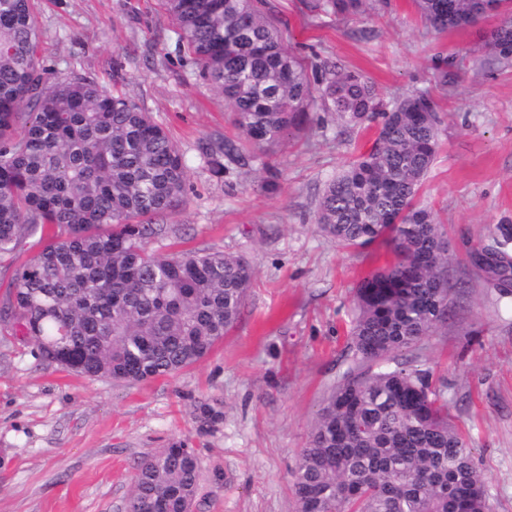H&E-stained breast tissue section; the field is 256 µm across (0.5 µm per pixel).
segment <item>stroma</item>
Here are the masks:
<instances>
[{"instance_id": "obj_1", "label": "stroma", "mask_w": 512, "mask_h": 512, "mask_svg": "<svg viewBox=\"0 0 512 512\" xmlns=\"http://www.w3.org/2000/svg\"><path fill=\"white\" fill-rule=\"evenodd\" d=\"M38 58L62 76L120 87L185 155L190 191L165 216L172 248L246 257L253 285L235 326L202 361L128 383L90 380L38 357L0 323V512H127L137 465L172 443L194 449L193 512H296L292 473L327 392L352 366L359 282L391 257L349 248L314 222L318 196L375 138L311 108L301 129L221 178L203 152L237 140L231 107L180 50L163 0H35ZM289 50L361 71L382 106L429 92L444 117L419 202L445 224L457 282L445 326L396 354L432 370L448 414L487 480L492 512H512V294L469 253L512 226V67L485 63L502 18L434 33L412 0L357 17H318L307 0H268ZM448 58L440 82L438 58ZM219 414L204 424L199 404Z\"/></svg>"}]
</instances>
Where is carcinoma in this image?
Returning <instances> with one entry per match:
<instances>
[{"mask_svg": "<svg viewBox=\"0 0 512 512\" xmlns=\"http://www.w3.org/2000/svg\"><path fill=\"white\" fill-rule=\"evenodd\" d=\"M369 0H308L319 16H354ZM437 33L512 0H414ZM180 39L233 110L254 149L278 143L311 106L355 126L378 121L371 148L329 181L315 223L346 247L379 239L394 260L355 294L353 360L324 400L293 472L297 512H490L471 449L430 370L385 366L447 323L452 285L445 225L417 201L438 149L428 93L377 111L373 85L333 62L309 66L286 45L265 0H165ZM34 0H0V267L25 239L0 321L45 362L89 379L141 382L205 359L238 321L254 272L219 250L161 255L154 216L185 201L188 166L166 129L132 98L61 77L37 57ZM512 64V17L484 47ZM243 161L230 141L206 153L213 176ZM470 254L512 293V227ZM200 479L194 451L174 444L141 462L128 512H184Z\"/></svg>", "mask_w": 512, "mask_h": 512, "instance_id": "carcinoma-1", "label": "carcinoma"}]
</instances>
